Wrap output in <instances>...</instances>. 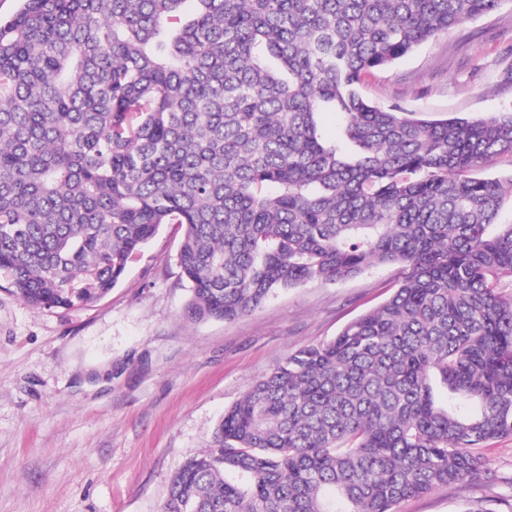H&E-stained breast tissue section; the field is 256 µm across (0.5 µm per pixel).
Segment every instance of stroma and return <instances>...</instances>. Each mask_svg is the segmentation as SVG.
<instances>
[{"label": "stroma", "instance_id": "1", "mask_svg": "<svg viewBox=\"0 0 512 512\" xmlns=\"http://www.w3.org/2000/svg\"><path fill=\"white\" fill-rule=\"evenodd\" d=\"M364 96L430 119L512 109V0L367 75ZM183 230L162 226L106 297L33 309L0 287V512H161L176 471L226 408L296 350L334 338L398 281L377 266L278 292L258 312L190 323ZM484 475L397 512L512 502V436L481 448Z\"/></svg>", "mask_w": 512, "mask_h": 512}]
</instances>
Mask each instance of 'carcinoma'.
<instances>
[{
	"mask_svg": "<svg viewBox=\"0 0 512 512\" xmlns=\"http://www.w3.org/2000/svg\"><path fill=\"white\" fill-rule=\"evenodd\" d=\"M186 2L0 18V278L30 307H83L179 224L201 322L398 265L389 300L224 411L162 512H396L471 484L476 449L512 436V175H472L512 154V111L411 118L360 84L501 0Z\"/></svg>",
	"mask_w": 512,
	"mask_h": 512,
	"instance_id": "carcinoma-1",
	"label": "carcinoma"
}]
</instances>
